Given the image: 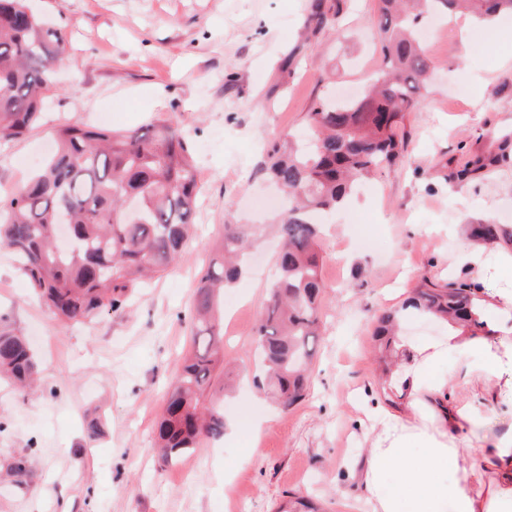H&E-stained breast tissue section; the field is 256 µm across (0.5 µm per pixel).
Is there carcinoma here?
I'll use <instances>...</instances> for the list:
<instances>
[{
	"instance_id": "obj_1",
	"label": "carcinoma",
	"mask_w": 512,
	"mask_h": 512,
	"mask_svg": "<svg viewBox=\"0 0 512 512\" xmlns=\"http://www.w3.org/2000/svg\"><path fill=\"white\" fill-rule=\"evenodd\" d=\"M488 19L512 0H379L382 70L361 97L338 103H311L305 145L274 141L259 172L286 195L274 225L280 243L278 277L269 289L254 328L262 368L252 377L282 409L302 401L308 391L314 344L319 339L323 283L319 264L320 224L350 197L358 184L405 152L399 135L417 110L431 60L416 39V29L439 11ZM313 30L336 29V12L325 0H312ZM66 46L62 32L47 28L26 0H0V142L23 136L42 118L52 89L50 66ZM56 150L42 171L0 194V245L14 255L30 287L63 322L84 323L126 307L138 288L164 273L190 240L198 171L182 129L168 120L125 131L73 123L55 128ZM512 166V138L498 139L495 150L469 157L451 173L458 182L484 171ZM74 238L63 246L56 225L61 214ZM474 236L512 245V225L487 221ZM220 264L200 272L190 310L193 352L169 382L156 441L161 462L173 465L203 438L224 437V403L206 399L214 370L224 357V317L219 315L224 286L242 274L249 247L239 224L224 225ZM476 289L464 283H434L424 278L413 296L385 312L372 336L384 376L382 392L393 405L398 359L397 327L412 315L461 321L475 331L486 323L475 314ZM37 363L25 337L0 329V377L29 388ZM32 456L18 453L8 473L24 480ZM276 512H319L310 500L289 494Z\"/></svg>"
}]
</instances>
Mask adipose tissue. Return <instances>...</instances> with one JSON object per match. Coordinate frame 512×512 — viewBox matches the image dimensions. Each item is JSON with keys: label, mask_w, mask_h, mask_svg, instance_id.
<instances>
[{"label": "adipose tissue", "mask_w": 512, "mask_h": 512, "mask_svg": "<svg viewBox=\"0 0 512 512\" xmlns=\"http://www.w3.org/2000/svg\"><path fill=\"white\" fill-rule=\"evenodd\" d=\"M488 334L475 336L462 323L439 342L415 349L403 368L411 395L410 414H380L364 458L362 481L371 512H512V291L485 302ZM474 350L479 366L438 367L459 350ZM485 378L484 400L504 407L509 417L500 432L480 438L479 447L461 446L481 424L468 395L474 373ZM421 455H413V446ZM453 470V479L443 471Z\"/></svg>", "instance_id": "1"}]
</instances>
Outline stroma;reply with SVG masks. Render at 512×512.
<instances>
[{
  "label": "stroma",
  "mask_w": 512,
  "mask_h": 512,
  "mask_svg": "<svg viewBox=\"0 0 512 512\" xmlns=\"http://www.w3.org/2000/svg\"><path fill=\"white\" fill-rule=\"evenodd\" d=\"M335 4L336 33L315 35L309 0H29L64 32L71 61L53 68L58 91L44 120L0 147V189L35 171L60 122L132 129L166 119L187 134L199 192L193 237L175 267L86 324H57L0 246V326L28 337L40 369L26 392L0 380V462L17 452L35 460L25 484L0 479V512H275L295 492L330 512H368L369 412L386 404L372 338L378 317L425 277L478 286L483 300L512 289L500 247L468 231L488 218L512 224V167L442 179L445 167L512 132V60L468 17L423 41L436 70L405 122L401 160L323 226V326L305 399L284 410L251 384L253 329L278 275L277 242L262 235L224 291V351L237 367L224 413L234 423L252 412L257 453L232 431L170 467L153 452L167 382L192 348L196 275L217 259L226 222L273 221L257 207L277 191L259 173L266 146L300 134L327 88L360 92L380 68L377 0ZM466 239L478 260L463 266ZM96 414L105 426L92 440L86 422Z\"/></svg>",
  "instance_id": "stroma-1"
}]
</instances>
